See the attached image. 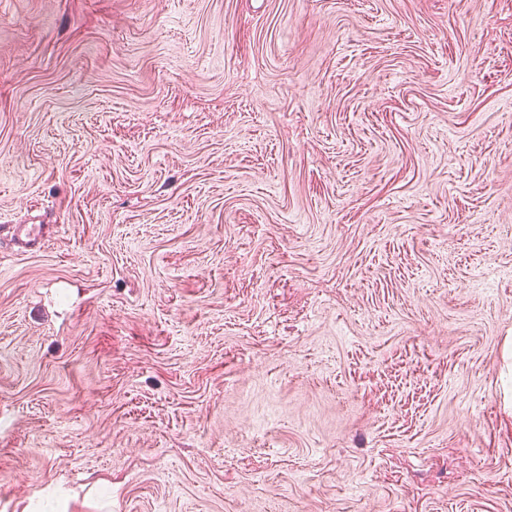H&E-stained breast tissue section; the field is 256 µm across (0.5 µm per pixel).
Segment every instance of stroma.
<instances>
[{"instance_id":"1","label":"stroma","mask_w":512,"mask_h":512,"mask_svg":"<svg viewBox=\"0 0 512 512\" xmlns=\"http://www.w3.org/2000/svg\"><path fill=\"white\" fill-rule=\"evenodd\" d=\"M509 336L512 0H0V512H512Z\"/></svg>"}]
</instances>
